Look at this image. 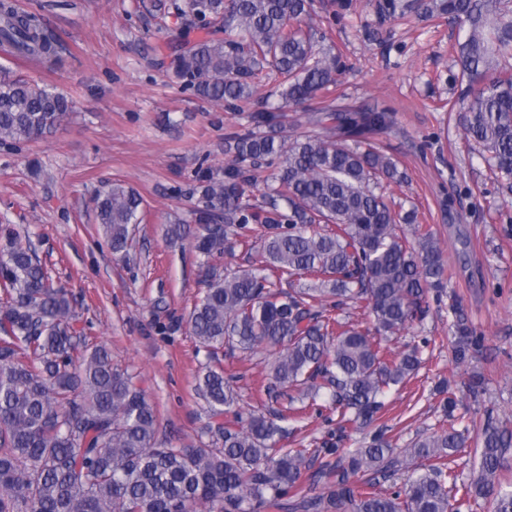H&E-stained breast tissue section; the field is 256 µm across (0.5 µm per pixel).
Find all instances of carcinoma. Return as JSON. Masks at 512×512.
I'll return each instance as SVG.
<instances>
[{"label":"carcinoma","mask_w":512,"mask_h":512,"mask_svg":"<svg viewBox=\"0 0 512 512\" xmlns=\"http://www.w3.org/2000/svg\"><path fill=\"white\" fill-rule=\"evenodd\" d=\"M313 0H156L154 11L205 35L171 58L168 70L203 101L249 109L250 128L224 138V177L200 180L194 248L209 259L240 246L259 249L257 267L206 265L190 332L210 353L227 349L274 356L265 386L276 403L244 411L240 375L206 367L195 391L211 422V447L157 442V410L135 376L89 342L68 291L54 284L29 237L0 225V512H260L288 500L289 512H450L457 475L448 457L464 433L448 428L404 449L378 430L362 448L336 447L317 478L327 495H301L313 451L279 446L278 422L307 408L349 429L371 426L381 397L406 383L418 348L396 352L389 338L430 310L428 290L445 283L440 243L418 209L395 210L386 195L406 173L371 138L394 123L388 108L349 109L331 102L308 122L326 135L293 136L279 121L286 106H307L336 86L339 56L314 50L303 27ZM467 30L458 46L467 83L465 137L489 151L488 165L512 180V0H384L381 13L412 9ZM0 49L38 65L57 56L43 20L0 0ZM277 84L282 105L253 99L262 81ZM72 101L0 67V144L31 141L60 124ZM276 173L265 179L261 172ZM112 253L127 257L132 226L145 218L139 193L112 184L95 201ZM288 287H283V284ZM360 305L373 328L344 315ZM300 406H295V403ZM512 430L481 429L478 470L468 497L512 512V491L498 472ZM412 464L403 489L382 493L359 475Z\"/></svg>","instance_id":"obj_1"}]
</instances>
